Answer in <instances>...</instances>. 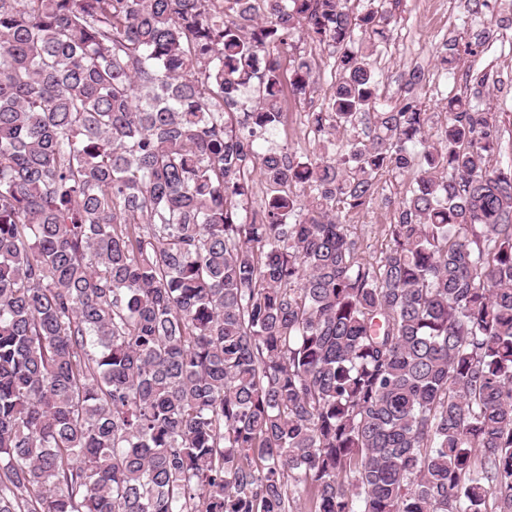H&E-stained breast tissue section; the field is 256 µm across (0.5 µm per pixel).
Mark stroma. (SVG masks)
I'll return each instance as SVG.
<instances>
[{"instance_id":"obj_1","label":"stroma","mask_w":512,"mask_h":512,"mask_svg":"<svg viewBox=\"0 0 512 512\" xmlns=\"http://www.w3.org/2000/svg\"><path fill=\"white\" fill-rule=\"evenodd\" d=\"M397 22L389 38L381 43L376 67L382 76L379 93L391 106H399L406 92L423 100V110L431 114L433 134L430 141H437V133L446 124L444 104L448 96L460 94L471 88L473 78L468 69H488L494 75L491 85V107L500 128L503 150L512 155V53L503 47L512 43V0H485L475 6L460 0L456 12H449L448 0H398L395 6ZM485 38L489 49L478 57L463 56L456 68L444 70L438 58L447 46L464 47L478 38ZM307 55L317 80L316 93L304 98L285 95L282 110L286 120L278 132L262 143L265 151L290 149L306 154L311 145L307 139L306 115L325 108L330 88L335 81L332 70V50L328 47L310 49L302 40H293L284 48L280 61L289 64L299 55ZM420 71L421 80L414 89H407L405 81L409 72ZM410 182L409 176L383 177L379 194L373 204L352 216L357 232L364 240V255L379 253L384 242L382 224L388 223L401 192Z\"/></svg>"}]
</instances>
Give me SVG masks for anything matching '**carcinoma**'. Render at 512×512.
<instances>
[{"label":"carcinoma","mask_w":512,"mask_h":512,"mask_svg":"<svg viewBox=\"0 0 512 512\" xmlns=\"http://www.w3.org/2000/svg\"><path fill=\"white\" fill-rule=\"evenodd\" d=\"M221 2L0 0V512H512L488 79L431 143L416 98L376 110L387 0ZM297 32L328 110L261 155L315 90ZM406 172L369 261L349 217ZM298 34L292 39V48L285 46L280 55L282 68L287 70L289 62L298 54H305L311 61L313 73L317 80L318 90L316 93L307 95L306 98L294 97L288 92L282 100V111L286 113V120L278 132L268 139V142L261 141L260 152L265 151H281L282 148L288 147L291 151L297 152L298 155L306 154L311 145L307 139V112H318L325 108L328 102L330 88L335 81L332 65L333 48L321 47L316 48L310 53V48L302 40L298 39Z\"/></svg>","instance_id":"carcinoma-1"}]
</instances>
